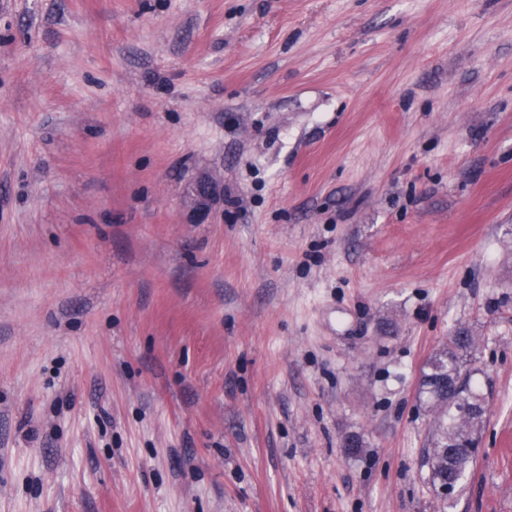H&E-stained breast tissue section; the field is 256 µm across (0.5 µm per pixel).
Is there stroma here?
<instances>
[{"label": "stroma", "mask_w": 512, "mask_h": 512, "mask_svg": "<svg viewBox=\"0 0 512 512\" xmlns=\"http://www.w3.org/2000/svg\"><path fill=\"white\" fill-rule=\"evenodd\" d=\"M0 512H512V0H0ZM195 212L199 220H205L217 199V185L207 179H200L194 188ZM473 348V336L467 330L459 329L454 336H449L448 351L435 357L429 364L430 371L424 374L425 393L434 404L443 408L439 419L440 435L428 453L432 481L438 487L448 480H453L456 487L459 486L475 461L478 438L474 436L475 430L466 431L458 410L463 397L473 402H484V397L470 388V376L462 373L459 363V352ZM446 441L451 451L448 460L434 465L432 453L435 447L445 445ZM455 485L449 483L444 491L451 492Z\"/></svg>", "instance_id": "stroma-1"}]
</instances>
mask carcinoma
<instances>
[{
	"mask_svg": "<svg viewBox=\"0 0 512 512\" xmlns=\"http://www.w3.org/2000/svg\"><path fill=\"white\" fill-rule=\"evenodd\" d=\"M474 348V339L463 329L448 339V351L435 357L429 364L430 371L424 374L423 389L430 400L443 408L439 419L440 435L434 446L448 445V459L431 465L433 484L439 486L449 480L460 485L469 467L474 463L478 438L474 432L465 429L459 418L462 398L473 402L483 400V396L472 390L470 376L462 373L458 354Z\"/></svg>",
	"mask_w": 512,
	"mask_h": 512,
	"instance_id": "cac0c4a2",
	"label": "carcinoma"
}]
</instances>
